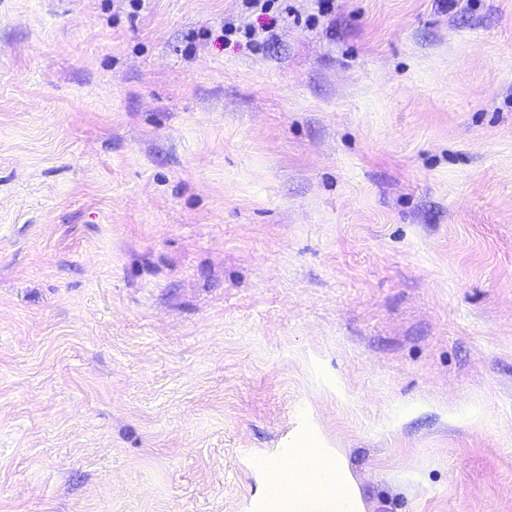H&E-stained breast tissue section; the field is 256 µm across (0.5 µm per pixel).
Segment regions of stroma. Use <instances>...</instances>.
<instances>
[{
    "instance_id": "35a3bbf8",
    "label": "stroma",
    "mask_w": 512,
    "mask_h": 512,
    "mask_svg": "<svg viewBox=\"0 0 512 512\" xmlns=\"http://www.w3.org/2000/svg\"><path fill=\"white\" fill-rule=\"evenodd\" d=\"M307 444L512 512V0H0V512H268Z\"/></svg>"
}]
</instances>
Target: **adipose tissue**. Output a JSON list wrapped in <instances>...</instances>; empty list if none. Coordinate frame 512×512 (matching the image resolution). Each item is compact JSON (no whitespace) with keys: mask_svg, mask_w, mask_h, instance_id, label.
Returning a JSON list of instances; mask_svg holds the SVG:
<instances>
[{"mask_svg":"<svg viewBox=\"0 0 512 512\" xmlns=\"http://www.w3.org/2000/svg\"><path fill=\"white\" fill-rule=\"evenodd\" d=\"M275 512H361L339 456L310 455L279 474Z\"/></svg>","mask_w":512,"mask_h":512,"instance_id":"ef3b65f1","label":"adipose tissue"}]
</instances>
